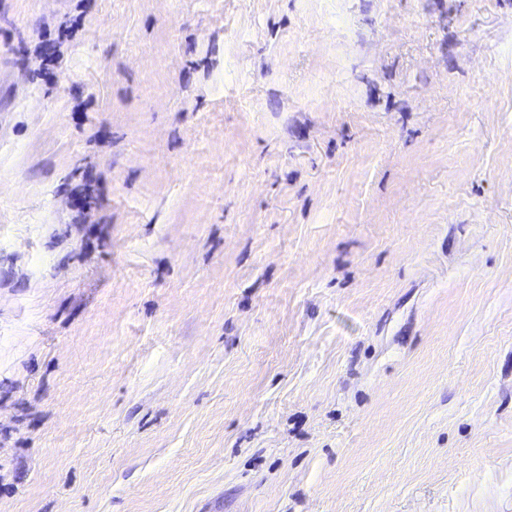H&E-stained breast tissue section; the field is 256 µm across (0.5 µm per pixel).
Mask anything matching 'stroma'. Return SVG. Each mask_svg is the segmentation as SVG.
I'll list each match as a JSON object with an SVG mask.
<instances>
[{"mask_svg":"<svg viewBox=\"0 0 512 512\" xmlns=\"http://www.w3.org/2000/svg\"><path fill=\"white\" fill-rule=\"evenodd\" d=\"M0 512H512V0H0Z\"/></svg>","mask_w":512,"mask_h":512,"instance_id":"stroma-1","label":"stroma"}]
</instances>
